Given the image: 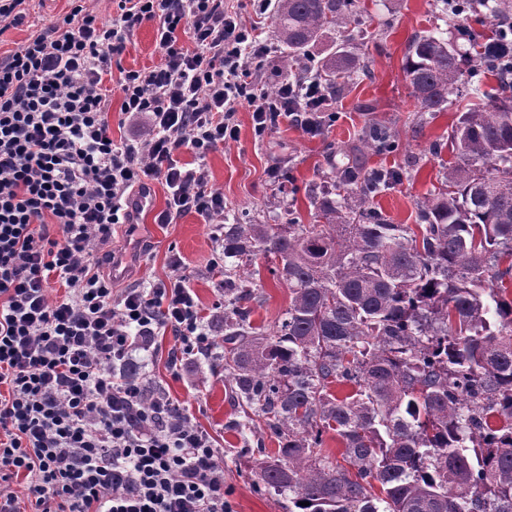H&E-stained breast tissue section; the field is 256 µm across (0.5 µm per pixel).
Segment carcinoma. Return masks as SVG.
Wrapping results in <instances>:
<instances>
[{
    "instance_id": "obj_1",
    "label": "carcinoma",
    "mask_w": 512,
    "mask_h": 512,
    "mask_svg": "<svg viewBox=\"0 0 512 512\" xmlns=\"http://www.w3.org/2000/svg\"><path fill=\"white\" fill-rule=\"evenodd\" d=\"M355 0H279L284 67L351 21ZM507 19L508 0H479ZM470 53L432 34L404 71L420 116L448 108ZM342 44L315 76L332 95L353 80ZM467 93L452 127L459 159L417 202L420 224L366 207L393 171L344 174L342 199L314 197L321 224L224 225V255L270 259L290 302L253 331L239 269L224 267V378L279 439L261 487L289 512H512V80ZM387 148L372 124L362 144ZM335 385L351 391L340 398ZM336 435L342 461L324 453ZM309 505H303V502Z\"/></svg>"
}]
</instances>
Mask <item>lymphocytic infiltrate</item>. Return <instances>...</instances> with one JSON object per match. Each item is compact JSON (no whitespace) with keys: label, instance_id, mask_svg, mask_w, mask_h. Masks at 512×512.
I'll return each instance as SVG.
<instances>
[{"label":"lymphocytic infiltrate","instance_id":"f902f5d3","mask_svg":"<svg viewBox=\"0 0 512 512\" xmlns=\"http://www.w3.org/2000/svg\"><path fill=\"white\" fill-rule=\"evenodd\" d=\"M70 2L0 55V512H230L213 438L137 370L166 329L172 373L220 359L182 260L122 290L103 261L151 183L167 190L157 223L223 216L203 163L237 139L241 104L262 138L285 122L317 132L328 96L311 79L269 95L252 71L270 50L226 0H113L107 20ZM147 23L162 64L108 88ZM116 91L143 136L114 140Z\"/></svg>","mask_w":512,"mask_h":512}]
</instances>
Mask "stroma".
Returning a JSON list of instances; mask_svg holds the SVG:
<instances>
[{
	"label": "stroma",
	"mask_w": 512,
	"mask_h": 512,
	"mask_svg": "<svg viewBox=\"0 0 512 512\" xmlns=\"http://www.w3.org/2000/svg\"><path fill=\"white\" fill-rule=\"evenodd\" d=\"M370 16L365 28L348 25L346 48L352 58L354 79L340 95L331 98L335 121L325 123L317 135L301 126L281 124L263 138L255 137L251 110L240 105L238 140L208 155L205 167L212 188L224 196V214L232 224H284L289 212L310 222L309 197L332 190L333 174L346 167L365 173L377 169L398 172L386 191L371 198L370 205L394 224L417 221V202L438 187L443 165L452 160L448 135L458 114L455 108L420 121L404 73L405 53L417 35L436 32L444 39L462 42L478 33L489 37L497 22L484 10L453 14L444 0H361ZM246 24L256 26L271 49L263 67L254 74L268 93H276L286 72L282 62L274 11L255 14L245 7ZM390 131L393 148L373 150L360 139L371 122ZM166 191L153 186L147 208L137 224L115 227L112 249L121 265L114 275L118 288L148 287L171 273V255L186 264L191 286L209 322L214 340L224 334V312L218 302L224 296L214 284L207 264L222 239L216 227L194 214L174 224L155 223L165 206ZM258 271L250 303L253 325L273 329L290 302L288 286L269 272L262 257L241 264V275ZM173 345L171 333L159 334L156 349L143 353L141 361L154 388L184 402L193 423L207 430L224 454V486L232 512H288L287 496L256 491L255 486L268 454L278 446L268 428L253 427L244 406L232 395L222 366L185 364L179 375L167 368Z\"/></svg>",
	"instance_id": "stroma-1"
}]
</instances>
